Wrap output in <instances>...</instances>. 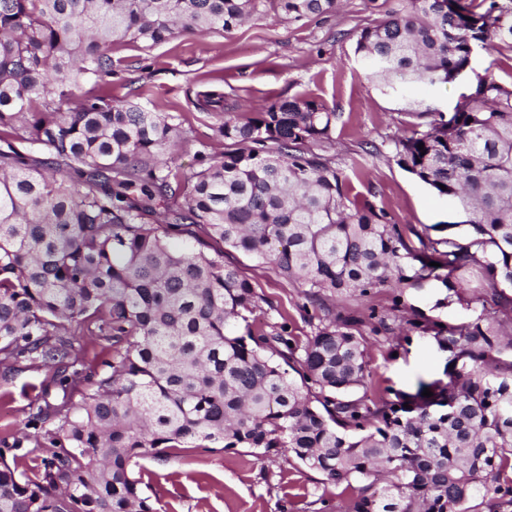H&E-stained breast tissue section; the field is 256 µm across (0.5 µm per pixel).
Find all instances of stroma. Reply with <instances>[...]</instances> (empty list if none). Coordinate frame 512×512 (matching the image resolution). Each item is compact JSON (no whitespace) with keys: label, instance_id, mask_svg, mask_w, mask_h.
<instances>
[{"label":"stroma","instance_id":"stroma-1","mask_svg":"<svg viewBox=\"0 0 512 512\" xmlns=\"http://www.w3.org/2000/svg\"><path fill=\"white\" fill-rule=\"evenodd\" d=\"M374 16L372 0H339L335 12L298 22L268 11L224 35L180 33L151 49L118 42L112 47L116 73L110 93L114 102L178 118L182 140L168 159L188 175L199 170V154L223 155L224 141L216 129L224 112L255 115L281 99L318 100L340 115L329 153L354 193L385 208L407 240L434 224L449 225L450 235H463L458 201L439 196L404 171L395 160L393 142L416 122L405 112V100H425L443 117H451L461 95L475 75L490 67L495 54L477 49L454 83L419 84L407 88L403 97L388 95L354 53L360 25ZM211 89L223 91V113L198 107V94ZM225 259L277 304V311L261 313V321L286 317L290 338L305 341L328 312L361 320L371 391L390 386L409 392L417 378L442 377L445 353L432 338L403 339L404 324L391 315L389 292L328 295L313 302L300 285L241 251L227 249ZM476 284L467 277L449 289L431 279L408 290L405 299L417 316L460 326L481 309L471 300ZM373 310L386 317L390 332H375L369 318ZM45 376L40 370L0 378V437L19 434L29 407L41 400L38 384ZM134 473L158 512H339L342 503L339 487L291 455H264L252 448H167L161 457L139 458Z\"/></svg>","mask_w":512,"mask_h":512}]
</instances>
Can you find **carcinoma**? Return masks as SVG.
Returning <instances> with one entry per match:
<instances>
[{"mask_svg": "<svg viewBox=\"0 0 512 512\" xmlns=\"http://www.w3.org/2000/svg\"><path fill=\"white\" fill-rule=\"evenodd\" d=\"M388 2L355 44L385 88L453 83L480 43L499 54L448 120L394 142L397 164L466 214L463 239L426 233L417 250L320 153L339 118L325 105L224 118L227 150L199 153L187 176L160 160L174 116L102 92L116 41L151 49L336 0H0V376L48 370L24 422L34 433L0 448V512H156L135 460L189 443L286 449L343 487L341 512L512 505V338H499L512 313V3ZM91 80L100 92L84 91ZM160 203L166 223L153 224ZM173 235L193 244L175 251ZM214 242L310 299L391 287L396 309L432 263L448 286L476 268L496 309L460 329L411 323L448 354L445 379L356 397L369 378L360 320L331 316L302 345L285 322L266 330L255 313L273 303ZM89 339L109 342L97 369L76 355ZM32 438L46 456L20 471L9 459Z\"/></svg>", "mask_w": 512, "mask_h": 512, "instance_id": "obj_1", "label": "carcinoma"}]
</instances>
